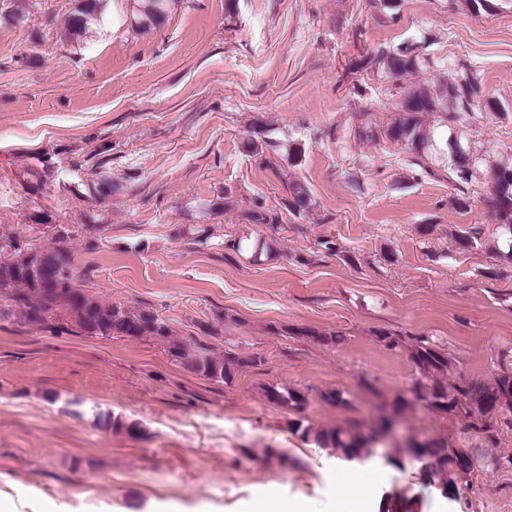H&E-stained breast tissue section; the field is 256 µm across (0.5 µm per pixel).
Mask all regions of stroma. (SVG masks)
<instances>
[{
	"mask_svg": "<svg viewBox=\"0 0 512 512\" xmlns=\"http://www.w3.org/2000/svg\"><path fill=\"white\" fill-rule=\"evenodd\" d=\"M75 0H0V235L47 246L56 226L83 288L153 311L174 335L219 355L262 356L232 383L177 364L152 339L79 336L0 322V503L11 512H251L269 497L320 512H378L384 493L417 512H512V412L494 447L416 404L401 421L502 460L477 468L460 501L423 487L411 462L367 465L365 496L336 452L297 432L368 418L409 394L406 350L377 338L423 336L449 377L487 379L512 362V262L483 202L493 165L512 156V0H171L162 24L136 27L137 0H104L78 42L60 40ZM435 61L404 77L356 71L380 46ZM467 66L483 97L459 135L477 171L467 209L447 174L413 165L388 140L359 138L360 112L384 129L409 87ZM261 142L251 151L249 140ZM105 152L95 166L91 156ZM50 154L33 190L25 168ZM116 186L94 196L101 178ZM310 206L289 212L291 181ZM277 212L257 224L255 204ZM102 226L88 248V224ZM483 230L480 245L455 239ZM207 229L206 243L191 231ZM268 251L253 255L256 240ZM342 340L323 345L296 328ZM270 387L307 398L268 401ZM342 393L331 404L326 392ZM107 412L137 434L100 428ZM266 396L272 403L291 408H301L306 402L305 394L292 388L270 387L266 391Z\"/></svg>",
	"mask_w": 512,
	"mask_h": 512,
	"instance_id": "stroma-1",
	"label": "stroma"
}]
</instances>
